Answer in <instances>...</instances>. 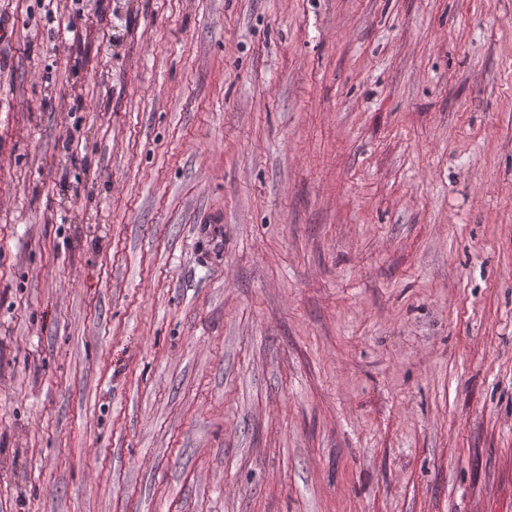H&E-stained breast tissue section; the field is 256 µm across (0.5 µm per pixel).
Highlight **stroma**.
<instances>
[{
  "instance_id": "35a3bbf8",
  "label": "stroma",
  "mask_w": 512,
  "mask_h": 512,
  "mask_svg": "<svg viewBox=\"0 0 512 512\" xmlns=\"http://www.w3.org/2000/svg\"><path fill=\"white\" fill-rule=\"evenodd\" d=\"M0 512H512V0H0Z\"/></svg>"
}]
</instances>
